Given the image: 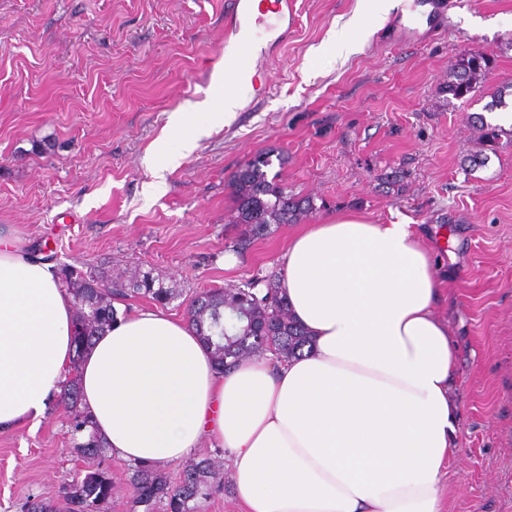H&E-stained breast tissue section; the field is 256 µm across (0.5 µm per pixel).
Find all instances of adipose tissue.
Returning <instances> with one entry per match:
<instances>
[{"instance_id":"1","label":"adipose tissue","mask_w":512,"mask_h":512,"mask_svg":"<svg viewBox=\"0 0 512 512\" xmlns=\"http://www.w3.org/2000/svg\"><path fill=\"white\" fill-rule=\"evenodd\" d=\"M214 89L178 116L181 154L204 132L198 112L226 122L247 92L240 78L232 93ZM282 263L309 351L221 373L188 321L138 309L95 337L79 368L93 430L114 457L160 468L213 442L240 512H447L454 345L415 225L342 214L296 232ZM73 314L43 254L0 236V430L40 422L60 394Z\"/></svg>"}]
</instances>
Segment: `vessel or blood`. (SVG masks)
Returning <instances> with one entry per match:
<instances>
[{
  "label": "vessel or blood",
  "mask_w": 512,
  "mask_h": 512,
  "mask_svg": "<svg viewBox=\"0 0 512 512\" xmlns=\"http://www.w3.org/2000/svg\"><path fill=\"white\" fill-rule=\"evenodd\" d=\"M414 4H428L425 29L411 27L410 18L405 12L396 13L387 30V37L399 40L413 37L420 41H430L444 31L447 24L445 0H413ZM228 40L224 42V68L242 72L257 68L259 60L254 57V49L249 37L252 25L275 21L279 30L278 42L288 39V29L295 21L293 0H230L228 8Z\"/></svg>",
  "instance_id": "1"
}]
</instances>
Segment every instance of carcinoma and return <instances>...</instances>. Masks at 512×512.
<instances>
[{
    "label": "carcinoma",
    "instance_id": "cac0c4a2",
    "mask_svg": "<svg viewBox=\"0 0 512 512\" xmlns=\"http://www.w3.org/2000/svg\"><path fill=\"white\" fill-rule=\"evenodd\" d=\"M490 65L491 60L478 51L459 52L442 92L450 101L472 99L474 93L484 88ZM511 99L512 82H504L493 89L485 110L506 108ZM475 123L480 150L464 160V167L470 172L487 165L488 153L497 152L501 138H512V130L493 125L481 115L476 116ZM271 157L270 151L256 152L231 175L235 195L232 223L243 226L234 244L238 252L268 235L271 225L297 224L318 210L314 198L297 196L288 191V186L267 178ZM58 277L75 307V364L91 339L116 319L115 303L142 294L166 306L181 297L177 289L155 284L148 273L133 280L110 278L107 288L94 287L96 277L72 265L60 268ZM186 315L197 334L213 348L215 363L221 371L263 352L270 344L275 346L280 358L288 359L309 343L307 333L290 316L277 275L248 280L233 292L212 288L191 295L186 303ZM60 400L69 412L74 452L87 459L103 457L106 447L94 433L87 432L90 421L78 406L76 378L67 380ZM129 481L132 495L128 512H137L140 506L148 510L158 501L165 502L166 512H200L201 502L224 489L223 475L209 457L189 461L173 481L160 476L150 465L134 464ZM111 500L112 482L105 472L94 470L56 499L28 500L25 512H98L101 505Z\"/></svg>",
    "mask_w": 512,
    "mask_h": 512
}]
</instances>
